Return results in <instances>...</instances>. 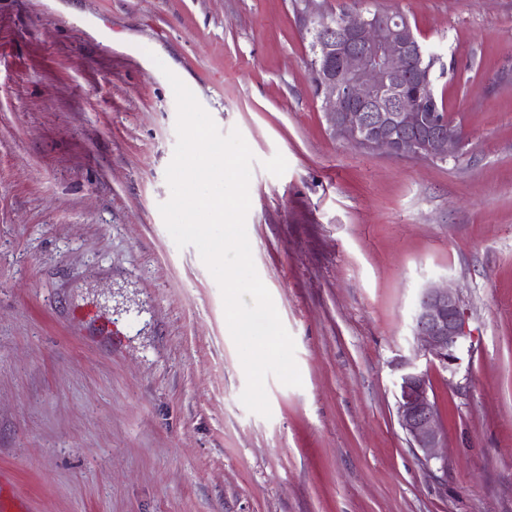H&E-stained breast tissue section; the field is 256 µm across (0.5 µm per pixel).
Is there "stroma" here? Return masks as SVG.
I'll list each match as a JSON object with an SVG mask.
<instances>
[{"mask_svg": "<svg viewBox=\"0 0 512 512\" xmlns=\"http://www.w3.org/2000/svg\"><path fill=\"white\" fill-rule=\"evenodd\" d=\"M406 14L442 56L456 161L332 136L292 0H0V472L29 512H512V0ZM255 162L246 230L302 384L246 376L221 290L158 206L166 72ZM458 294L448 446L395 391L423 288Z\"/></svg>", "mask_w": 512, "mask_h": 512, "instance_id": "obj_1", "label": "stroma"}]
</instances>
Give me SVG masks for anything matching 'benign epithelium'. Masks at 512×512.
I'll use <instances>...</instances> for the list:
<instances>
[{"mask_svg":"<svg viewBox=\"0 0 512 512\" xmlns=\"http://www.w3.org/2000/svg\"><path fill=\"white\" fill-rule=\"evenodd\" d=\"M317 44V91L332 134L356 147L392 156L445 162L457 158L467 133L451 116L435 120L423 137L402 132L425 119L418 91L432 67L422 61L408 24L399 12L348 11L340 26L310 29ZM418 352L432 365L455 373L458 350L468 336L458 295L449 288L422 289L413 315ZM396 415L409 447L429 463L447 447L441 412L426 371L414 362L400 365Z\"/></svg>","mask_w":512,"mask_h":512,"instance_id":"benign-epithelium-1","label":"benign epithelium"}]
</instances>
